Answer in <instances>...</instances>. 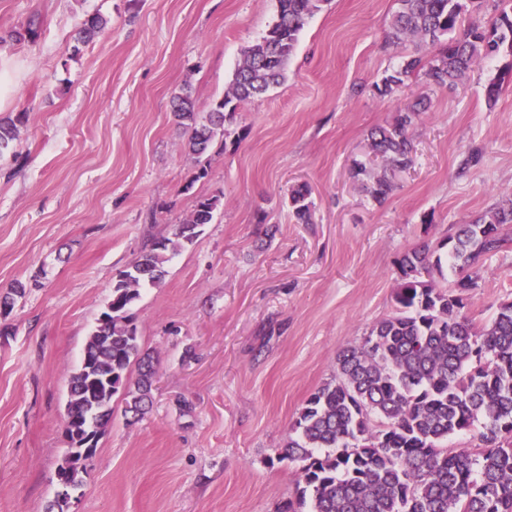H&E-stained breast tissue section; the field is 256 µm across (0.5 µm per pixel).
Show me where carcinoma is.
<instances>
[{
    "label": "carcinoma",
    "mask_w": 512,
    "mask_h": 512,
    "mask_svg": "<svg viewBox=\"0 0 512 512\" xmlns=\"http://www.w3.org/2000/svg\"><path fill=\"white\" fill-rule=\"evenodd\" d=\"M324 2L278 0L275 22L243 50L229 90L204 120L189 90L173 97L174 115L189 131L188 153H206L242 103L285 80L299 35ZM105 26L101 16H89L78 40L93 41ZM34 34L28 26L1 35L0 49ZM389 39L411 41L417 52L385 72L375 85L379 96L392 99L418 77L430 90L442 88L480 59L512 56V0H396ZM435 44L442 45L441 55L425 60L422 50ZM427 101L418 96L369 133V156L385 163L382 171L357 160L349 168L350 179L379 205L392 193L396 173L415 164L410 130ZM17 137L15 121L0 118V152ZM288 205L299 223L312 222L308 185L289 190ZM218 207L216 197L198 199L171 236L154 241L113 282L111 310L97 319L69 379L66 412L76 422L56 474L71 486L80 485L83 473L74 461L77 445L108 424L116 395L125 400L124 414L135 419L152 406L156 368L140 350L131 306L143 286L162 282L171 256L212 223ZM511 226L512 201L458 225L446 243L426 242L401 257L394 312L339 354L336 376L306 400L295 436L278 453L280 460L301 463L296 499L281 512H512V301L501 303L481 327L464 313L465 300L482 281L484 260L512 247ZM444 261L455 274L449 284ZM134 360L138 377L132 382ZM462 433L479 441V456L443 447Z\"/></svg>",
    "instance_id": "carcinoma-1"
}]
</instances>
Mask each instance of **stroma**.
<instances>
[{
  "label": "stroma",
  "instance_id": "1",
  "mask_svg": "<svg viewBox=\"0 0 512 512\" xmlns=\"http://www.w3.org/2000/svg\"><path fill=\"white\" fill-rule=\"evenodd\" d=\"M394 8L325 0L286 81L194 159L173 95L191 89L202 112L223 98L277 0H0V33L39 20L36 37L0 50V118H24L0 153V295L26 287L0 317V512L56 499L68 379L113 280L211 196L212 223L132 308L157 371L152 409L132 422L114 398L67 512H278L295 498L299 466L276 455L339 352L390 314L398 259L512 198V83L486 97L505 56L433 94L416 163L383 205L351 182L369 131L421 88L374 90L413 50L387 39ZM93 14L108 31L76 46ZM474 148L480 163L461 170ZM304 182L308 224L288 207ZM507 300L512 249L485 260L465 312L485 324Z\"/></svg>",
  "mask_w": 512,
  "mask_h": 512
}]
</instances>
